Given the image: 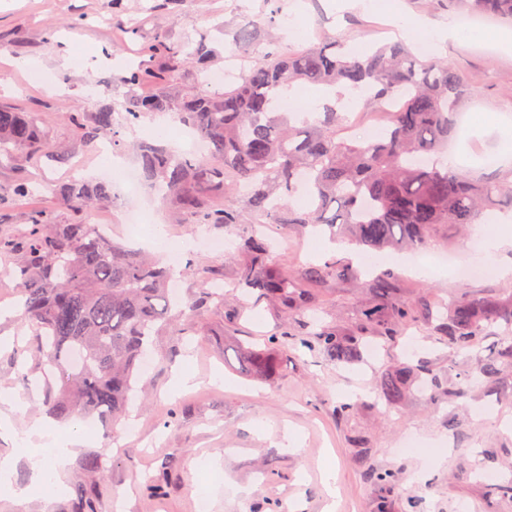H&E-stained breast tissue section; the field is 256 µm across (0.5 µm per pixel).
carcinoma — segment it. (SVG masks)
Returning a JSON list of instances; mask_svg holds the SVG:
<instances>
[{
  "label": "carcinoma",
  "mask_w": 512,
  "mask_h": 512,
  "mask_svg": "<svg viewBox=\"0 0 512 512\" xmlns=\"http://www.w3.org/2000/svg\"><path fill=\"white\" fill-rule=\"evenodd\" d=\"M471 14L512 19V0H448ZM261 27L237 31L234 51L258 43ZM161 56L158 68L127 70L123 81L165 84L182 74L186 45L163 41L152 46ZM351 86L365 91L363 104L376 107L398 98V111L382 136L372 141L341 136L343 116L336 106L317 113L312 125L294 128L279 111L282 92L295 84ZM469 93L465 73L445 58L420 60L404 39L386 42L355 55L341 41L299 51H284L269 40L265 51L245 68L235 85L222 93L196 90L177 96L138 97L127 110L136 122L149 113H177L178 119L206 140L204 157L177 154L161 144L138 146L142 177L162 191L161 199L183 212L191 224H237L239 212L231 179L245 185L243 198L266 224H325L338 229L366 252L386 248L418 251L444 229L460 231L487 211L512 212V172L503 179H471L448 168L415 164L448 146L456 132L458 109ZM81 138L112 136V108L102 107ZM45 149L35 119L14 107L0 106V156ZM310 186L311 207L289 203L298 184ZM55 194L72 202L105 204L112 185L73 181ZM32 195V181L19 179L0 194V206ZM15 253L19 263L17 320L32 333L38 356L51 366L42 372L47 411L58 415H99L117 423L128 413L141 376L151 337L176 318L191 323L210 308L237 313L224 295L203 289L176 314L168 286L173 269L127 249L103 235L95 224H56L47 209L33 212L29 224L14 235H0V252ZM236 283L256 291L290 319L317 299L316 286L333 277L354 279L339 260L312 265L295 274L271 258V244L250 230L235 244ZM365 303L352 320L298 337L340 365H351L379 343L396 341L407 328L423 322L453 356L469 357L489 336L495 347L478 359L474 371L450 373L433 365L391 363L382 369L378 398L390 409L405 404L421 382L428 398L463 394L462 382L493 385L512 394V288L457 296L444 303L424 290L397 287L396 277L382 273L366 287ZM279 338L239 350L242 373L270 382L281 370ZM380 488L376 512H390L389 497L398 481L391 471H370Z\"/></svg>",
  "instance_id": "obj_1"
}]
</instances>
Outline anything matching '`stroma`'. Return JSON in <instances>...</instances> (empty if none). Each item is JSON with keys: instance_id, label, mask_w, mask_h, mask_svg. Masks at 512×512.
<instances>
[{"instance_id": "obj_1", "label": "stroma", "mask_w": 512, "mask_h": 512, "mask_svg": "<svg viewBox=\"0 0 512 512\" xmlns=\"http://www.w3.org/2000/svg\"><path fill=\"white\" fill-rule=\"evenodd\" d=\"M304 22L305 47L342 40L359 53L379 43L382 16L336 0H0V42L10 54L0 55V105L39 120L44 153H17L0 159V188L17 179L42 181L38 199L18 200L0 209V234L27 223L31 213L50 207L59 224H110L111 236L126 246L151 251L145 236L129 233L127 225L111 224L112 208L135 210L147 224H160L175 245H188L183 261L182 297L197 295L212 280L224 283L229 298L244 299V315L236 323L224 312L211 310L202 320L158 336L143 372L147 398L132 412L135 431L126 423L73 417L63 428L80 440L61 474L63 492L42 491L22 455L27 423L47 415L40 387L26 384L23 370L38 371L41 362L29 358L15 364V349L25 347L31 333L13 316L0 315V388L26 397L30 406L13 417L14 430L0 435V455L17 457V494L0 496V512H77L76 485L94 493L95 512H196L197 495L206 491L211 512H373L377 487L369 469H389L400 477L393 512H404L406 499L421 512H512V501L490 495L480 481L491 471L512 478V397L478 386L450 401L431 403L427 393L414 391L402 408L391 410L376 396L382 365L390 360L448 364V348L427 325L409 328L373 357L345 367L326 355L281 340L280 376L271 382L250 380L239 372V346L262 342L277 333L279 316L262 298L245 297L235 286L233 262L227 254L194 250L203 235L238 237L254 217L239 203L236 225L189 223L186 215L155 200L150 190L132 199L113 198L111 205L85 208L59 199L54 190L72 181H98L108 169L100 144L83 141L76 121H88L101 107H111L123 144L116 154L122 164L136 157L132 144L155 136V119L125 121L129 100L158 90L174 95L188 88L207 89V73L223 70L234 33L262 22L272 7ZM205 44L212 51L208 70L190 66L164 88L117 81L118 69L153 68L157 61L145 49L158 39ZM441 57L465 71L470 96L463 107L470 117L469 132L453 143L454 154H466L461 170L483 179L512 171V52L495 48L478 35L438 48ZM274 239V258L293 272L311 264L343 258L368 262L398 274L403 288L430 289L449 299L466 292L512 288V279L492 277L458 282L448 271L422 277L404 269L401 253L393 250L362 256L354 246L315 234L303 225L267 224ZM206 261L210 271L195 265ZM362 287L342 278L323 285L319 303L292 322L293 335H302L346 320L364 298ZM188 365L197 376L189 390L173 387V375ZM343 402L357 403L348 417L336 414ZM298 441L293 452L283 451L285 434ZM365 435L367 452L358 455L349 438ZM421 443L417 453L400 451L406 434ZM107 463L103 476L89 477L82 467L86 456ZM337 474L335 494H328L320 468ZM163 477L160 492H151L147 479Z\"/></svg>"}]
</instances>
